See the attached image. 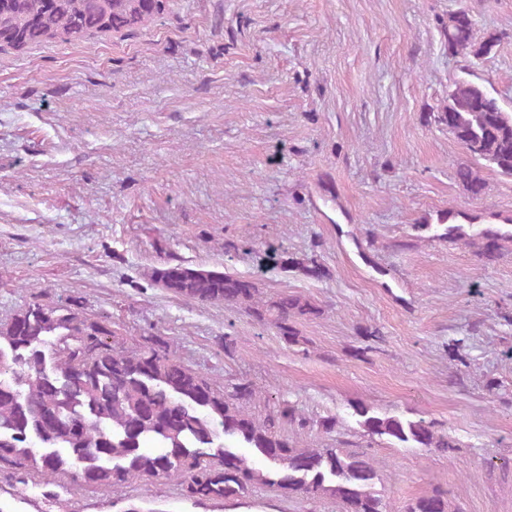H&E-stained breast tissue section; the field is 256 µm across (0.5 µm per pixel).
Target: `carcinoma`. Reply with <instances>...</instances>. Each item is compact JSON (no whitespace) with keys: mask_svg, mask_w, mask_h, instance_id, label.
<instances>
[{"mask_svg":"<svg viewBox=\"0 0 512 512\" xmlns=\"http://www.w3.org/2000/svg\"><path fill=\"white\" fill-rule=\"evenodd\" d=\"M171 0H0V47L21 49L47 39L64 42L143 25L163 14ZM443 36L454 55L491 52L497 38L475 43L465 9L448 16ZM434 122L475 160L512 176V113L487 89L461 79L448 92L446 111ZM459 179L472 194L484 180L462 167ZM443 239L461 241L491 261L512 230L491 226L469 233L447 211L437 218ZM264 261L300 267L319 277L321 268L269 250ZM149 279L167 293L201 304H224L277 329L290 345L304 342L299 321L319 314L300 295L265 300L257 284L224 271L190 264L154 267ZM112 331L63 302H33L0 320V463L21 469L40 463L43 476L67 474L73 481L118 490L136 479H168L189 473L184 495L196 503L219 500L242 505L259 487L290 496L336 500L343 512H390L374 491L375 462L364 452L301 446L281 434L286 424L306 427L297 408L285 404L263 419L245 411L257 393L247 381L220 390L201 373L179 363L171 346L146 336L125 352ZM369 436L404 448H440L456 443L424 419L410 420L354 406ZM224 437V442L217 439ZM405 512H455L448 493L419 497Z\"/></svg>","mask_w":512,"mask_h":512,"instance_id":"obj_1","label":"carcinoma"}]
</instances>
